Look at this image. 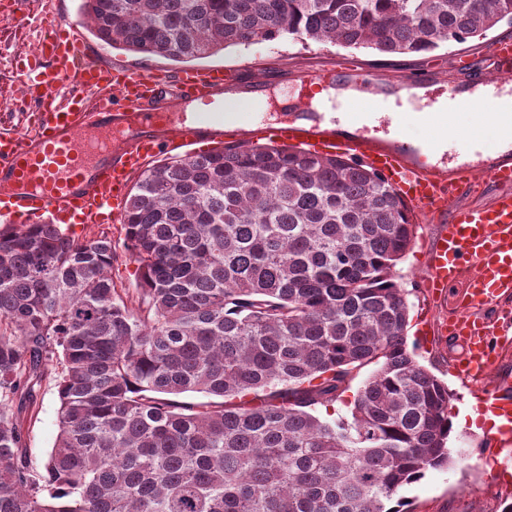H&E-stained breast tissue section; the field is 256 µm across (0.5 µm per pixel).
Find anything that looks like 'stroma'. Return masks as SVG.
<instances>
[{
  "label": "stroma",
  "instance_id": "stroma-1",
  "mask_svg": "<svg viewBox=\"0 0 512 512\" xmlns=\"http://www.w3.org/2000/svg\"><path fill=\"white\" fill-rule=\"evenodd\" d=\"M83 40L94 57L107 60L133 73L155 71L174 76L186 67L224 66L243 71L248 82L265 81L269 92H278V74L294 78L344 64L348 69H366L379 78L378 94L396 95L404 77L420 75L421 85H434L446 92L473 88L475 73L489 71L485 49L494 40L512 37V25L501 24L485 34L451 42L430 53L381 54L367 48H344L333 44L305 45L288 39L262 41L249 47H228L210 56L185 64L167 58L136 54L111 47L89 28L81 30ZM41 35L38 25L18 29L17 21L0 15V103L9 106L0 111V122L26 128L34 103L24 84L14 76L12 57L30 53ZM439 230L438 224L419 225L412 248L396 267L397 281L408 293L410 325L407 342L415 346L417 361L447 384L452 393L448 417L453 430L448 439L453 462L428 470L417 482L401 489L408 512H501L504 502H512V487L500 486L495 477L500 470L512 472V454L490 449L488 424L483 419H461L463 410L472 407L475 398L468 385L453 373L460 346L448 342L437 331L436 322L447 315L452 296H428L422 282L427 276L428 249ZM37 415L24 425L26 448L34 463H41L51 450L58 433L59 400L55 388L42 384L38 393Z\"/></svg>",
  "mask_w": 512,
  "mask_h": 512
}]
</instances>
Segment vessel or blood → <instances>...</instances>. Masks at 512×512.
Returning a JSON list of instances; mask_svg holds the SVG:
<instances>
[{
  "label": "vessel or blood",
  "instance_id": "vessel-or-blood-1",
  "mask_svg": "<svg viewBox=\"0 0 512 512\" xmlns=\"http://www.w3.org/2000/svg\"><path fill=\"white\" fill-rule=\"evenodd\" d=\"M40 18L43 36L23 67L35 98L32 130L0 127V218L6 223H120L135 176L155 157L223 141L216 126H172L163 103L177 96L205 111L223 110L238 101L234 74L190 69L171 80L103 65L89 57L75 23L59 25L50 11ZM489 53L493 79L512 78V38L497 40ZM277 136L378 171L412 212L440 223L424 286L434 294L456 288L440 330L462 348L456 374L481 385L499 361L503 306L512 301V160L483 167L496 194L489 205L466 206L461 199L473 185L470 173L446 177L380 142L337 140L327 125H292ZM480 410L506 418L496 434L502 446L512 445V389L485 392Z\"/></svg>",
  "mask_w": 512,
  "mask_h": 512
}]
</instances>
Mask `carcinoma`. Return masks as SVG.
Here are the masks:
<instances>
[{"label": "carcinoma", "mask_w": 512, "mask_h": 512, "mask_svg": "<svg viewBox=\"0 0 512 512\" xmlns=\"http://www.w3.org/2000/svg\"><path fill=\"white\" fill-rule=\"evenodd\" d=\"M103 42L189 61L258 41L425 53L512 0H82ZM112 237L0 228V512H401L451 461L448 386L407 347L417 234L377 172L295 145L157 161ZM374 364L351 418L326 411ZM57 389L47 458L27 453ZM203 402L186 400L189 395ZM38 403V414L24 425L26 448L35 464H40L51 450L58 433L59 400L51 384L42 383Z\"/></svg>", "instance_id": "carcinoma-1"}]
</instances>
